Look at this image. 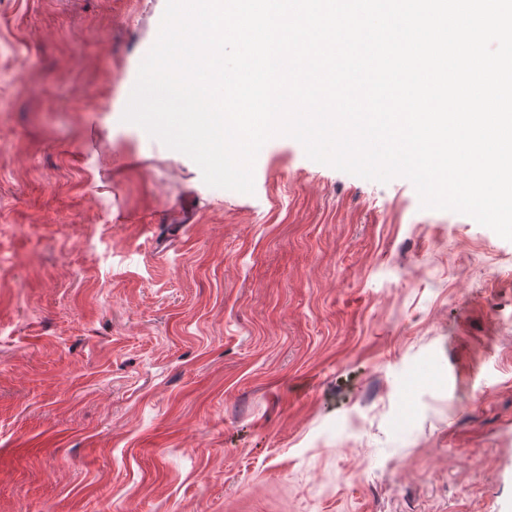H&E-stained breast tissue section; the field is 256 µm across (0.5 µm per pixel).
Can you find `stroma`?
<instances>
[{"label": "stroma", "instance_id": "35a3bbf8", "mask_svg": "<svg viewBox=\"0 0 512 512\" xmlns=\"http://www.w3.org/2000/svg\"><path fill=\"white\" fill-rule=\"evenodd\" d=\"M165 3L0 0V512H512V240L284 136L207 186L122 119Z\"/></svg>", "mask_w": 512, "mask_h": 512}]
</instances>
